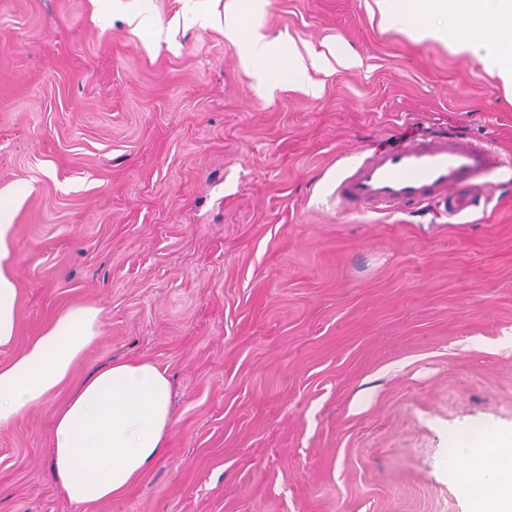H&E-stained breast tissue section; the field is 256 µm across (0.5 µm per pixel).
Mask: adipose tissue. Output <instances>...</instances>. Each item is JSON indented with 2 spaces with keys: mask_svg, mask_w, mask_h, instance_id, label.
<instances>
[{
  "mask_svg": "<svg viewBox=\"0 0 512 512\" xmlns=\"http://www.w3.org/2000/svg\"><path fill=\"white\" fill-rule=\"evenodd\" d=\"M384 21L408 20L416 41L450 40L475 55L512 90V0H377ZM260 76L287 57L261 36L238 38ZM11 213L0 205V348L19 330L20 290L10 262ZM99 308L72 304L60 311L8 362H0V426L41 407L70 379L100 335ZM171 384L149 362L112 361L83 380L52 423V476L69 502L93 505L123 495L161 457L171 428ZM452 474L472 512H512V429L483 443L460 435Z\"/></svg>",
  "mask_w": 512,
  "mask_h": 512,
  "instance_id": "ef3b65f1",
  "label": "adipose tissue"
}]
</instances>
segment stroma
Masks as SVG:
<instances>
[{
    "label": "stroma",
    "instance_id": "35a3bbf8",
    "mask_svg": "<svg viewBox=\"0 0 512 512\" xmlns=\"http://www.w3.org/2000/svg\"><path fill=\"white\" fill-rule=\"evenodd\" d=\"M231 24L303 69L259 82ZM436 132L512 154V97L375 0H0V362L65 306L102 319L69 383L0 426V512H470L450 442L512 427V166L451 219L334 193L364 147ZM127 358L167 371V448L123 496L68 502L52 415ZM9 209L0 204V348L10 347L18 334L20 289L10 262L13 224Z\"/></svg>",
    "mask_w": 512,
    "mask_h": 512
}]
</instances>
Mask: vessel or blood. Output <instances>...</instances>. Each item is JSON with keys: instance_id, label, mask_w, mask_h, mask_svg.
Wrapping results in <instances>:
<instances>
[{"instance_id": "1", "label": "vessel or blood", "mask_w": 512, "mask_h": 512, "mask_svg": "<svg viewBox=\"0 0 512 512\" xmlns=\"http://www.w3.org/2000/svg\"><path fill=\"white\" fill-rule=\"evenodd\" d=\"M485 140L411 135L351 165L336 184L342 203L364 211L418 210L428 205L454 217L487 203L477 178L503 164Z\"/></svg>"}]
</instances>
